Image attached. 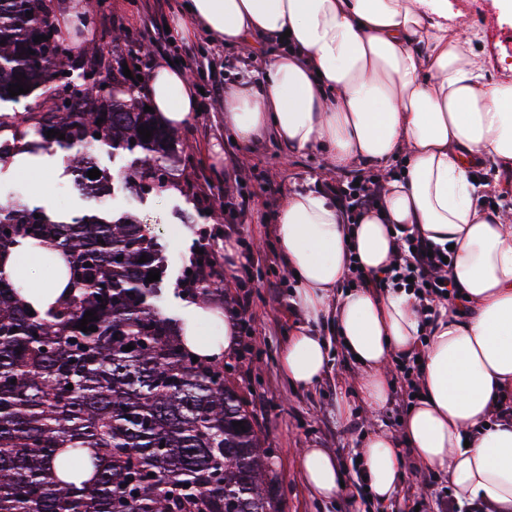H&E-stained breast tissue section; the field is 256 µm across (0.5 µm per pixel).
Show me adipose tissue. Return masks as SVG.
<instances>
[{
	"label": "adipose tissue",
	"instance_id": "1",
	"mask_svg": "<svg viewBox=\"0 0 512 512\" xmlns=\"http://www.w3.org/2000/svg\"><path fill=\"white\" fill-rule=\"evenodd\" d=\"M175 19L184 35L209 34L261 55L260 72L224 90V124L241 145L270 133L286 154L321 152L329 169L363 165L382 175L378 207L346 223L335 200L304 185L288 193L274 232L289 271L291 303L305 321L288 338L280 369L311 389L329 371V339L315 325L334 319L349 356L360 357L357 388L373 409L390 400L388 367L423 348L420 394L395 433L363 442L362 474L390 504L404 473L399 448L448 472L458 502L512 512V207L477 203L472 176L512 169V79L491 77L453 0H185ZM158 119L185 126L199 108L182 68L160 63L148 81ZM403 159V172L391 164ZM418 233L455 257V300L436 303L424 323L417 301L368 283L340 285L350 260L379 275L399 258L402 237ZM185 346L219 359L237 341L233 320L208 302H188ZM222 322L200 339L194 321ZM306 485L337 497L344 475L325 448L300 454Z\"/></svg>",
	"mask_w": 512,
	"mask_h": 512
}]
</instances>
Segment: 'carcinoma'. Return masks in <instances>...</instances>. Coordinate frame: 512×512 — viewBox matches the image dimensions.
<instances>
[{
	"mask_svg": "<svg viewBox=\"0 0 512 512\" xmlns=\"http://www.w3.org/2000/svg\"><path fill=\"white\" fill-rule=\"evenodd\" d=\"M58 31L44 0H0V165L65 152L78 188L99 202L113 186L158 198L177 190L184 158L169 128L123 73L101 77V60L74 74L69 46L50 47ZM19 77L47 94L48 111L9 109L28 98L9 95ZM69 81L78 96L66 107L58 92ZM98 83L106 95L91 91ZM104 149L132 157L130 168L87 177ZM20 239L40 249L47 282L67 276L70 288L34 310L21 278L31 254L0 267V512H226L232 498L281 512L271 449L224 361L192 362L182 319L162 309V281L146 282L164 270L149 228L106 211L54 220L16 194L0 201V254ZM87 311L96 332L76 328Z\"/></svg>",
	"mask_w": 512,
	"mask_h": 512,
	"instance_id": "carcinoma-1",
	"label": "carcinoma"
}]
</instances>
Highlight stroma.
Segmentation results:
<instances>
[{"mask_svg": "<svg viewBox=\"0 0 512 512\" xmlns=\"http://www.w3.org/2000/svg\"><path fill=\"white\" fill-rule=\"evenodd\" d=\"M51 13L60 10L94 19L90 33L74 30L68 43L74 62L92 56L113 62V46H120L128 67L142 77L137 92L160 62H178L197 87L203 88L201 113L176 129L188 166L177 167L174 178L181 190L165 198L139 199L121 190L107 203L116 213L133 211L139 222L159 237L165 256L164 304L182 312L186 293L184 275L197 253L212 258L211 300L234 319L237 342L224 356V377L235 388L254 417L255 427L273 451L275 491L281 512H437L439 494L449 493L446 470L417 465L408 450L400 459L405 479L390 506L369 501L360 483L357 450L364 438L381 428L398 432L410 400L398 370H391L393 396L380 410H366L354 394L357 372L343 351H336L328 376L317 387H292L279 368L289 336L300 324L289 297L294 283L280 257L273 233V216L287 192L319 174L321 153L293 158L282 156L278 145L261 136L243 147L233 142L224 127V87L253 69L249 54L227 48L197 34L191 38L163 36L173 25L182 0H47ZM470 29L479 31L480 49L492 76H502L503 64H512V18H500L495 0H455ZM220 153H213V146ZM246 174L232 192L224 183L237 163ZM27 193L33 200L49 195L66 197L67 209L77 213L86 203L79 196L70 172H53L46 188H39L18 165L0 168V194ZM233 243L240 266H230L225 243ZM352 402V413L340 419V399ZM305 448H327L336 455L347 489L336 499L318 498L304 483L298 457Z\"/></svg>", "mask_w": 512, "mask_h": 512, "instance_id": "1", "label": "stroma"}]
</instances>
